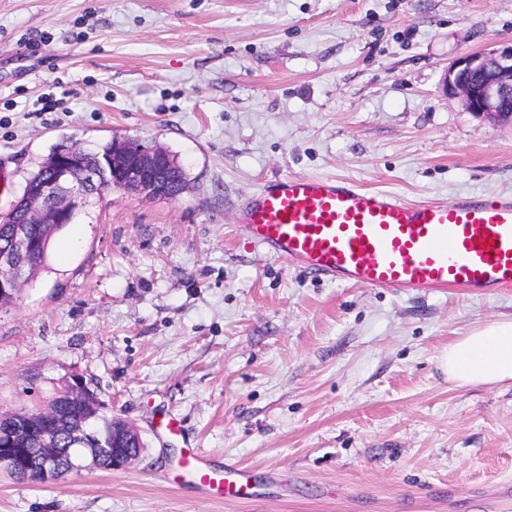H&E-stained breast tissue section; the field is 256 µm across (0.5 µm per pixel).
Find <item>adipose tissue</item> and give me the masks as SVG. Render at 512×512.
Listing matches in <instances>:
<instances>
[{"instance_id":"ef3b65f1","label":"adipose tissue","mask_w":512,"mask_h":512,"mask_svg":"<svg viewBox=\"0 0 512 512\" xmlns=\"http://www.w3.org/2000/svg\"><path fill=\"white\" fill-rule=\"evenodd\" d=\"M440 366L459 387L512 383V318L490 322L450 343Z\"/></svg>"}]
</instances>
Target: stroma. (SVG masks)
I'll use <instances>...</instances> for the list:
<instances>
[{
    "label": "stroma",
    "instance_id": "obj_1",
    "mask_svg": "<svg viewBox=\"0 0 512 512\" xmlns=\"http://www.w3.org/2000/svg\"><path fill=\"white\" fill-rule=\"evenodd\" d=\"M511 40L512 0H0V217L64 140L155 141L187 175L172 200L92 199L0 307V411L79 379L145 444L125 469L0 474V512H512V385L458 388L438 363L512 317V288L342 286L237 222L281 175L512 196V124L442 87ZM190 448L248 470L255 497L183 483Z\"/></svg>",
    "mask_w": 512,
    "mask_h": 512
}]
</instances>
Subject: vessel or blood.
<instances>
[{
    "label": "vessel or blood",
    "instance_id": "1",
    "mask_svg": "<svg viewBox=\"0 0 512 512\" xmlns=\"http://www.w3.org/2000/svg\"><path fill=\"white\" fill-rule=\"evenodd\" d=\"M238 221L264 256L326 280L430 295L512 287V197L407 202L333 176H278L247 193ZM177 471L204 491L245 500L249 472L187 449Z\"/></svg>",
    "mask_w": 512,
    "mask_h": 512
}]
</instances>
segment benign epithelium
I'll return each instance as SVG.
<instances>
[{
  "instance_id": "obj_1",
  "label": "benign epithelium",
  "mask_w": 512,
  "mask_h": 512,
  "mask_svg": "<svg viewBox=\"0 0 512 512\" xmlns=\"http://www.w3.org/2000/svg\"><path fill=\"white\" fill-rule=\"evenodd\" d=\"M443 86L448 98L458 100L467 111L493 124L512 122V41L458 57L446 70ZM49 169L50 175L28 181L23 197L6 217L13 229L9 241L0 243V306L13 301L28 280L26 257L46 254L56 229L73 223L93 195L120 188L172 199L183 186V168L167 149L116 137L107 152L96 156L83 144L66 141L52 153ZM34 225L45 233L33 236ZM60 397L76 403L67 418L74 443L66 454L68 471L117 470L139 457L138 430L115 419L112 432L101 429L100 403L83 381H76ZM31 419L39 427L42 447L29 448L22 434L0 431V472L22 482L50 481L62 470L55 448L59 423L48 408Z\"/></svg>"
}]
</instances>
